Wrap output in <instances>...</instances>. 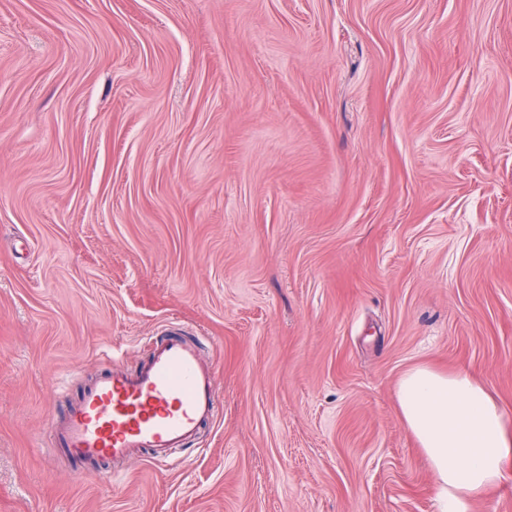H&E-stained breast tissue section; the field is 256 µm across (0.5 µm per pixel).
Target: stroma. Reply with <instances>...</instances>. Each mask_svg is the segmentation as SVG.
<instances>
[{
	"label": "stroma",
	"instance_id": "stroma-1",
	"mask_svg": "<svg viewBox=\"0 0 512 512\" xmlns=\"http://www.w3.org/2000/svg\"><path fill=\"white\" fill-rule=\"evenodd\" d=\"M163 325L218 418L52 457ZM420 364L512 421V0H0V512H440Z\"/></svg>",
	"mask_w": 512,
	"mask_h": 512
}]
</instances>
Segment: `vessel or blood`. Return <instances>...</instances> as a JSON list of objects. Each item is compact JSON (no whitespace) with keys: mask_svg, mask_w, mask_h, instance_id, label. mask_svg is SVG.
<instances>
[{"mask_svg":"<svg viewBox=\"0 0 512 512\" xmlns=\"http://www.w3.org/2000/svg\"><path fill=\"white\" fill-rule=\"evenodd\" d=\"M219 411L215 373L201 342L163 328L149 358L97 376L49 423V451L72 462H104L117 480L133 458L158 465L193 443Z\"/></svg>","mask_w":512,"mask_h":512,"instance_id":"1","label":"vessel or blood"}]
</instances>
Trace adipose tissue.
Listing matches in <instances>:
<instances>
[{
    "label": "adipose tissue",
    "mask_w": 512,
    "mask_h": 512,
    "mask_svg": "<svg viewBox=\"0 0 512 512\" xmlns=\"http://www.w3.org/2000/svg\"><path fill=\"white\" fill-rule=\"evenodd\" d=\"M401 417L439 483L446 512L498 485L512 462V425L469 374L420 366L397 388Z\"/></svg>",
    "instance_id": "ef3b65f1"
}]
</instances>
